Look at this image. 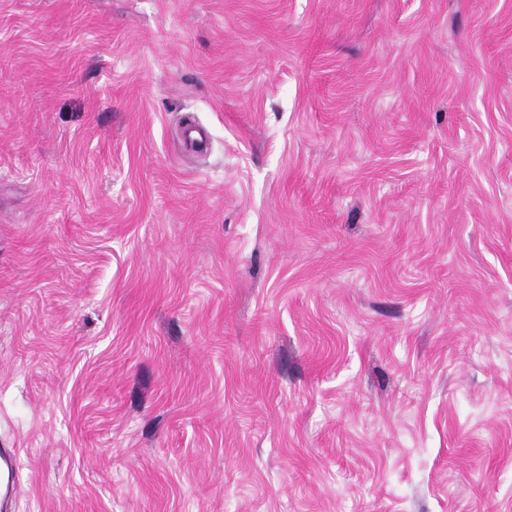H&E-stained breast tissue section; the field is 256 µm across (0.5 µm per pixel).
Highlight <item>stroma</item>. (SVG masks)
Returning <instances> with one entry per match:
<instances>
[{"label": "stroma", "instance_id": "35a3bbf8", "mask_svg": "<svg viewBox=\"0 0 512 512\" xmlns=\"http://www.w3.org/2000/svg\"><path fill=\"white\" fill-rule=\"evenodd\" d=\"M0 446L13 512H512V0H0ZM16 448H0V510L9 512L10 503L16 492L15 464Z\"/></svg>", "mask_w": 512, "mask_h": 512}]
</instances>
